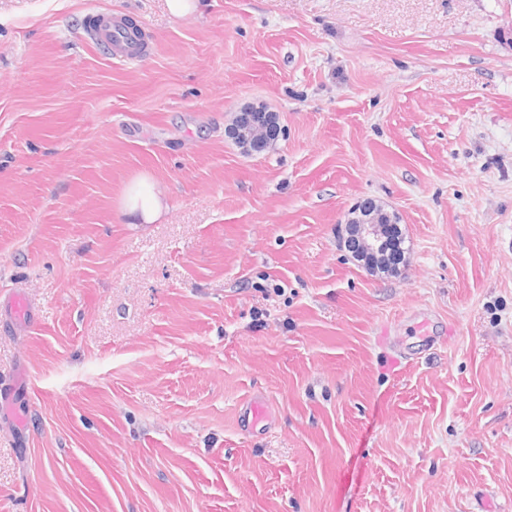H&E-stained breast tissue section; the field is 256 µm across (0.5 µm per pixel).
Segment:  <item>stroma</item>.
<instances>
[{
	"mask_svg": "<svg viewBox=\"0 0 512 512\" xmlns=\"http://www.w3.org/2000/svg\"><path fill=\"white\" fill-rule=\"evenodd\" d=\"M97 12L149 51L110 59ZM249 105L280 126L253 156ZM367 197L397 272L341 246ZM21 370L0 512H512V0H0ZM278 124L275 112L266 110L260 106H251L241 109L235 114L232 123L227 127V135L233 139L241 152L252 155L260 152L275 138L261 142L263 129L271 124ZM164 190L157 185L151 187L149 199L146 203L138 205L135 201V195L131 196L133 201L128 210L132 214H136L144 224H151L157 220L164 209Z\"/></svg>",
	"mask_w": 512,
	"mask_h": 512,
	"instance_id": "1",
	"label": "stroma"
}]
</instances>
